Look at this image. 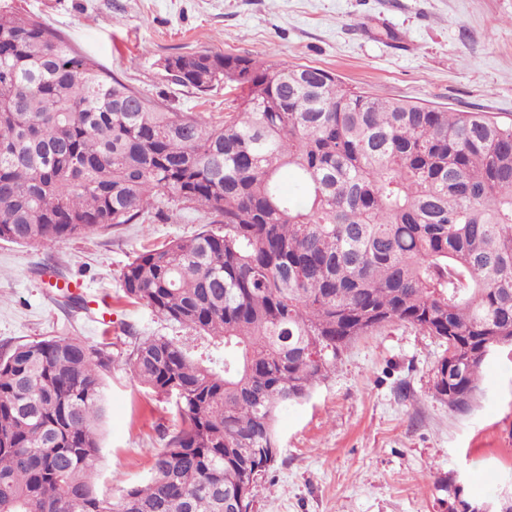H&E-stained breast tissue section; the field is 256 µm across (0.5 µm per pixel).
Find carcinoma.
Wrapping results in <instances>:
<instances>
[{
    "label": "carcinoma",
    "instance_id": "1",
    "mask_svg": "<svg viewBox=\"0 0 512 512\" xmlns=\"http://www.w3.org/2000/svg\"><path fill=\"white\" fill-rule=\"evenodd\" d=\"M162 67L200 93L236 71L249 86L218 123L169 112L0 7V241L52 247L142 224L163 196L198 205L211 224L137 254L123 292L224 347L213 361L169 336L135 345L133 377L173 399L180 428L116 500L95 483L107 346L0 353V512H224L271 469L280 412L357 337L404 323L447 342L433 391L459 413L480 348L512 337V123L307 65L201 52Z\"/></svg>",
    "mask_w": 512,
    "mask_h": 512
}]
</instances>
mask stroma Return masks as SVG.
<instances>
[{
	"mask_svg": "<svg viewBox=\"0 0 512 512\" xmlns=\"http://www.w3.org/2000/svg\"><path fill=\"white\" fill-rule=\"evenodd\" d=\"M144 97L223 120L232 99L174 84L173 54L208 51L304 64L382 100L512 120V0H9ZM203 211L123 224L52 248L0 242V347L48 336L108 340L97 488L109 497L148 477L174 432L173 403L138 384L142 336L193 332L123 296L124 266L149 246L200 232ZM446 349L397 324L360 336L335 370L276 422L280 453L253 512H462L512 496V352L487 358L470 409L432 390Z\"/></svg>",
	"mask_w": 512,
	"mask_h": 512,
	"instance_id": "35a3bbf8",
	"label": "stroma"
}]
</instances>
